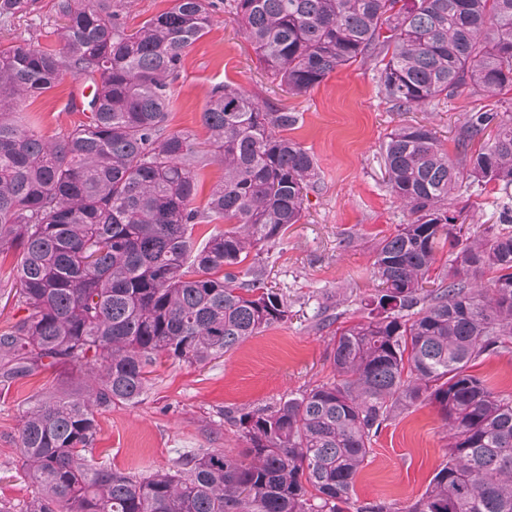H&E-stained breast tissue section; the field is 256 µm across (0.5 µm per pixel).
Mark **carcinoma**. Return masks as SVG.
I'll return each mask as SVG.
<instances>
[{"instance_id":"cac0c4a2","label":"carcinoma","mask_w":512,"mask_h":512,"mask_svg":"<svg viewBox=\"0 0 512 512\" xmlns=\"http://www.w3.org/2000/svg\"><path fill=\"white\" fill-rule=\"evenodd\" d=\"M28 6L0 0V23ZM126 7L55 0L60 50L0 48V250L17 255L24 312L0 329V382L60 365L86 375L79 395L22 417L35 487L24 512H343L372 438L422 398L438 407L448 460L408 512H512V399L469 373L512 342V216L481 234L448 229L463 189L512 188V0H233L259 64L296 94L378 58L379 89L400 110L465 89L497 106L469 116L452 154L425 125L388 134L387 184L412 220L375 249L368 315L331 338L333 381L241 414L238 453L201 448L145 477L88 456L95 410L138 403L161 355L205 365L288 318L262 255L301 220L317 171L282 135L297 113L228 84L202 112L206 151L169 130L172 85L214 2L176 0L132 33ZM65 74L92 86L86 119L45 137L16 103ZM208 161L224 178L200 211ZM217 220L231 226L195 245V226ZM450 238L457 251L433 280Z\"/></svg>"}]
</instances>
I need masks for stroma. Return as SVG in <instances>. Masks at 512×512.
Here are the masks:
<instances>
[{
  "label": "stroma",
  "mask_w": 512,
  "mask_h": 512,
  "mask_svg": "<svg viewBox=\"0 0 512 512\" xmlns=\"http://www.w3.org/2000/svg\"><path fill=\"white\" fill-rule=\"evenodd\" d=\"M53 3L32 0L27 15L0 24V46L25 42L60 49ZM224 83L297 113L299 121L287 136L317 164L301 221L265 256L264 280L286 297L289 314L203 367L159 357L139 403L96 412L95 461L137 475L167 471L180 455L200 448L239 451L244 442L230 416L332 380L330 339L337 327L366 316L376 287L373 252L411 219L386 184L382 146L388 134L400 125L424 124L450 150L468 115L492 107L491 100L465 90L400 111L380 93L374 63L359 61L306 92L289 93L260 68L226 2L214 9L205 35L182 59L170 130L205 140L201 115L211 89ZM82 87V80L64 76L42 95L18 102L16 110L24 123L58 136L83 118L73 104ZM460 203L475 224H492L503 207L512 208V197L471 188ZM470 371L496 393L512 396V349L487 352ZM82 386L71 366L0 384V500L21 508L32 495L18 463L24 411L51 393L75 395ZM446 445L434 403L424 400L400 410L372 440L355 479L353 507L382 503L390 512H403L445 462Z\"/></svg>",
  "instance_id": "obj_1"
}]
</instances>
